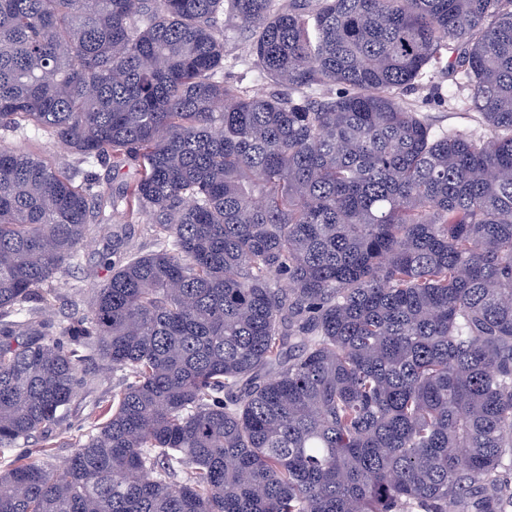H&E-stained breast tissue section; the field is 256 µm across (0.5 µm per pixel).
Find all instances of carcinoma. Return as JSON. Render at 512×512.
<instances>
[{
    "label": "carcinoma",
    "instance_id": "cac0c4a2",
    "mask_svg": "<svg viewBox=\"0 0 512 512\" xmlns=\"http://www.w3.org/2000/svg\"><path fill=\"white\" fill-rule=\"evenodd\" d=\"M445 58L479 135L401 97ZM116 214L154 250L55 322ZM38 436L0 512H512V0H0V448ZM224 44V80L249 94L269 90V82L253 60L249 43L235 32H227ZM80 376L84 384L77 389L68 417L49 429L48 434L57 446L52 448L50 461L53 464L60 463L73 452L76 438L95 422L98 406L111 403L112 392L118 387V379L112 372L102 370L95 360L82 365Z\"/></svg>",
    "mask_w": 512,
    "mask_h": 512
}]
</instances>
